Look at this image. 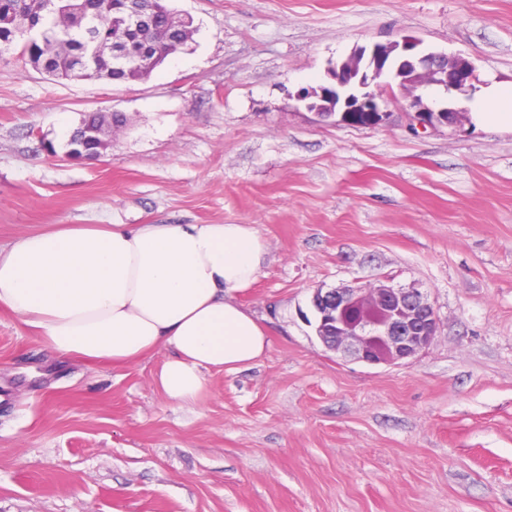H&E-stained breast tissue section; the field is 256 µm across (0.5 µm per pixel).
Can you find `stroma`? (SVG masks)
<instances>
[{
    "label": "stroma",
    "mask_w": 512,
    "mask_h": 512,
    "mask_svg": "<svg viewBox=\"0 0 512 512\" xmlns=\"http://www.w3.org/2000/svg\"><path fill=\"white\" fill-rule=\"evenodd\" d=\"M188 46L145 80L55 82L0 58V245L61 224H251L268 249L237 302L251 367L191 405L124 366L58 359L0 308V512H512V130L378 127L295 98L352 49L404 34L512 83V0H171ZM123 112L96 161L82 113ZM425 289L440 327L411 364L316 336V289Z\"/></svg>",
    "instance_id": "stroma-1"
}]
</instances>
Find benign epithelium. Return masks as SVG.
<instances>
[{
  "label": "benign epithelium",
  "instance_id": "7a95c632",
  "mask_svg": "<svg viewBox=\"0 0 512 512\" xmlns=\"http://www.w3.org/2000/svg\"><path fill=\"white\" fill-rule=\"evenodd\" d=\"M42 8L70 13V23L87 26V13L75 10L62 0H45ZM405 79L398 84L404 97L411 99L412 125L436 128L462 125L466 109L459 106H432L422 103V91L442 85L448 92L464 93L474 81V67L461 58L422 48V41L406 35L387 43L354 50L328 72V82L319 91L300 90L297 99L306 108L324 111L308 99L336 100L327 117L350 126L376 127L389 119L383 89L399 72ZM312 304L320 314L316 335L322 345L334 352L368 365L402 366L428 348L439 328V317L428 296L419 288L396 287L386 279L369 290L342 286L317 289Z\"/></svg>",
  "mask_w": 512,
  "mask_h": 512
}]
</instances>
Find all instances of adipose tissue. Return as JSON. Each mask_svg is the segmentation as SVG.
<instances>
[{"mask_svg": "<svg viewBox=\"0 0 512 512\" xmlns=\"http://www.w3.org/2000/svg\"><path fill=\"white\" fill-rule=\"evenodd\" d=\"M477 121L512 127V85H491ZM249 224H99L21 235L0 246V307L60 357L131 363L159 349L155 381L196 402L208 370L256 363L268 329L234 298L266 260Z\"/></svg>", "mask_w": 512, "mask_h": 512, "instance_id": "ef3b65f1", "label": "adipose tissue"}]
</instances>
